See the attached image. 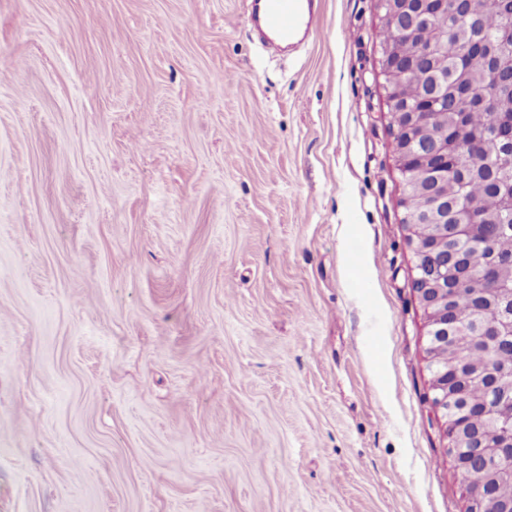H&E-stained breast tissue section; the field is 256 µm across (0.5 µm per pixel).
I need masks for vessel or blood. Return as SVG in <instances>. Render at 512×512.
<instances>
[{"label":"vessel or blood","instance_id":"b4317fda","mask_svg":"<svg viewBox=\"0 0 512 512\" xmlns=\"http://www.w3.org/2000/svg\"><path fill=\"white\" fill-rule=\"evenodd\" d=\"M315 0H254L253 19L265 41L288 45L309 32Z\"/></svg>","mask_w":512,"mask_h":512}]
</instances>
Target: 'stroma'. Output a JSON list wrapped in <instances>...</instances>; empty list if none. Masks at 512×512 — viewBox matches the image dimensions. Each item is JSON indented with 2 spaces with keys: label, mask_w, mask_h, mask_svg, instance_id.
Returning a JSON list of instances; mask_svg holds the SVG:
<instances>
[{
  "label": "stroma",
  "mask_w": 512,
  "mask_h": 512,
  "mask_svg": "<svg viewBox=\"0 0 512 512\" xmlns=\"http://www.w3.org/2000/svg\"><path fill=\"white\" fill-rule=\"evenodd\" d=\"M379 0H0V512H466ZM315 0H255L253 19L265 41L292 44L310 31Z\"/></svg>",
  "instance_id": "1"
}]
</instances>
